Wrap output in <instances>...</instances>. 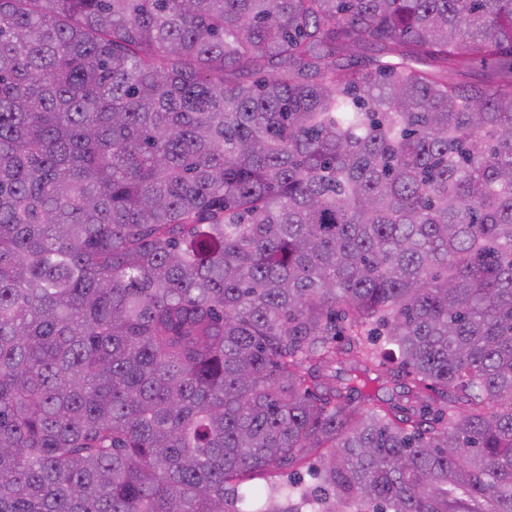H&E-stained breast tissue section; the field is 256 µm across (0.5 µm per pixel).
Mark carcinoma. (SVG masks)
Instances as JSON below:
<instances>
[{"mask_svg": "<svg viewBox=\"0 0 512 512\" xmlns=\"http://www.w3.org/2000/svg\"><path fill=\"white\" fill-rule=\"evenodd\" d=\"M0 512H512V0H0Z\"/></svg>", "mask_w": 512, "mask_h": 512, "instance_id": "obj_1", "label": "carcinoma"}]
</instances>
